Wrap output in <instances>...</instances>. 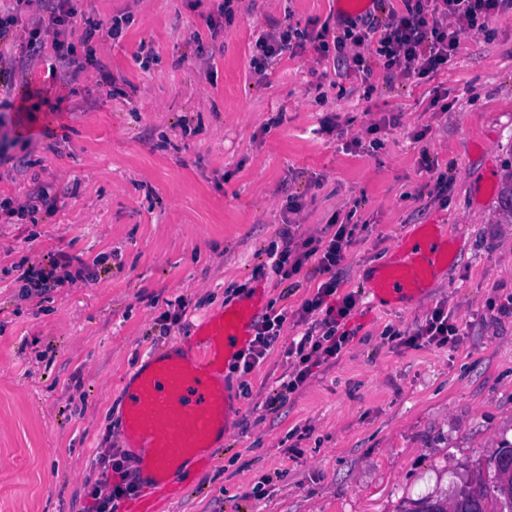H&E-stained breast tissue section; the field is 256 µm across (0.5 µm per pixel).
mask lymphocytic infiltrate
<instances>
[{"mask_svg": "<svg viewBox=\"0 0 512 512\" xmlns=\"http://www.w3.org/2000/svg\"><path fill=\"white\" fill-rule=\"evenodd\" d=\"M511 8L512 0H373L372 11L357 18L340 17L334 25L325 22L301 29L287 22L277 26L256 40V56L272 63L285 53L294 54L310 45L319 57L332 54L348 60L351 75L365 85L377 63L387 79H424L447 67L458 54L466 31L488 29L499 14ZM349 242L350 232L343 224L325 239L300 240L288 228L282 233V247L273 261L275 271L288 280L312 260L325 276L300 308V321L306 329L287 349L294 369L282 384L286 391L302 386L313 367L338 359L349 341L340 326L355 307L356 298L350 293L338 295V282L332 276ZM285 320L282 311L262 315L254 325L249 348L237 358L236 369L246 374L253 371L278 341ZM458 335L459 329L447 311L438 307L405 342L444 347L454 344ZM104 458L109 470L102 473L100 487L90 493L89 512H110L115 502L138 489L118 449H107Z\"/></svg>", "mask_w": 512, "mask_h": 512, "instance_id": "lymphocytic-infiltrate-1", "label": "lymphocytic infiltrate"}]
</instances>
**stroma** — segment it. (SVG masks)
<instances>
[{"mask_svg": "<svg viewBox=\"0 0 512 512\" xmlns=\"http://www.w3.org/2000/svg\"><path fill=\"white\" fill-rule=\"evenodd\" d=\"M223 4L71 0L61 38L78 56L85 20L121 21L75 77L49 34L27 63L30 12L0 42L14 66L0 86V512H87L141 363L250 295L288 311L281 335L252 372L228 370L227 433L151 512H404L492 485L512 442V218L497 192L512 172V12L468 31L432 79L378 68L368 91L310 46L253 72L272 23L326 20L336 0H233L229 22ZM438 91L447 111L431 104ZM33 197L24 217L3 209ZM436 217L452 226L454 262L423 295L372 303L369 276ZM289 219L305 238L348 226L337 293L356 306L339 360L270 409L304 331L296 312L323 280L307 266L292 289L272 269ZM60 250L80 278L25 292L21 274ZM439 306L455 345L398 343Z\"/></svg>", "mask_w": 512, "mask_h": 512, "instance_id": "35a3bbf8", "label": "stroma"}]
</instances>
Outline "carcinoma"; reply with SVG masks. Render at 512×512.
I'll list each match as a JSON object with an SVG mask.
<instances>
[{"label": "carcinoma", "mask_w": 512, "mask_h": 512, "mask_svg": "<svg viewBox=\"0 0 512 512\" xmlns=\"http://www.w3.org/2000/svg\"><path fill=\"white\" fill-rule=\"evenodd\" d=\"M501 209L512 218V172L507 175L499 192ZM512 454V443L502 447L494 457L498 481L491 489L479 484L462 489L453 502L424 498L409 512H512V478L502 476L501 458Z\"/></svg>", "instance_id": "carcinoma-1"}]
</instances>
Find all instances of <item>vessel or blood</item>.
<instances>
[{
    "label": "vessel or blood",
    "instance_id": "vessel-or-blood-1",
    "mask_svg": "<svg viewBox=\"0 0 512 512\" xmlns=\"http://www.w3.org/2000/svg\"><path fill=\"white\" fill-rule=\"evenodd\" d=\"M453 244L443 223L414 225L376 271L368 295L391 304L413 296L452 260ZM261 304L255 297L205 316L189 353L156 352L127 384L120 437L141 449L142 470L155 484L187 459L201 458L212 438L226 432L232 410L223 370L248 348Z\"/></svg>",
    "mask_w": 512,
    "mask_h": 512
}]
</instances>
